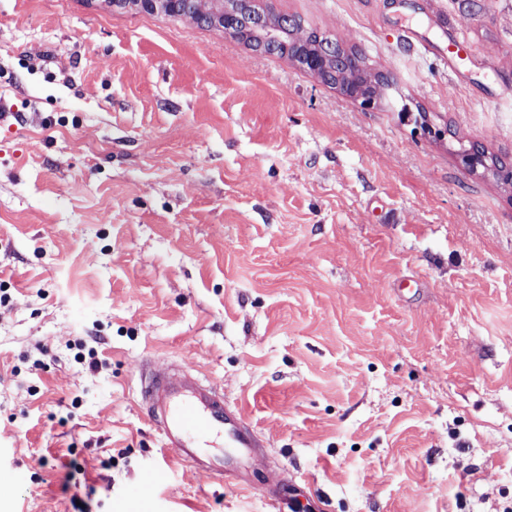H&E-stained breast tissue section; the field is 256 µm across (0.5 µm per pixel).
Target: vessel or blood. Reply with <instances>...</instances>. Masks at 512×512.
I'll use <instances>...</instances> for the list:
<instances>
[{"label": "vessel or blood", "instance_id": "vessel-or-blood-1", "mask_svg": "<svg viewBox=\"0 0 512 512\" xmlns=\"http://www.w3.org/2000/svg\"><path fill=\"white\" fill-rule=\"evenodd\" d=\"M139 404L176 459L225 479H237L241 461L263 446L241 411L190 370L159 376L143 366Z\"/></svg>", "mask_w": 512, "mask_h": 512}]
</instances>
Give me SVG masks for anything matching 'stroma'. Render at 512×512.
Instances as JSON below:
<instances>
[{
	"mask_svg": "<svg viewBox=\"0 0 512 512\" xmlns=\"http://www.w3.org/2000/svg\"><path fill=\"white\" fill-rule=\"evenodd\" d=\"M271 6L383 104L187 18L0 0V512H273L277 475L285 512H512V187L459 157L512 161V0ZM146 360L241 409L245 483L163 448Z\"/></svg>",
	"mask_w": 512,
	"mask_h": 512,
	"instance_id": "35a3bbf8",
	"label": "stroma"
}]
</instances>
